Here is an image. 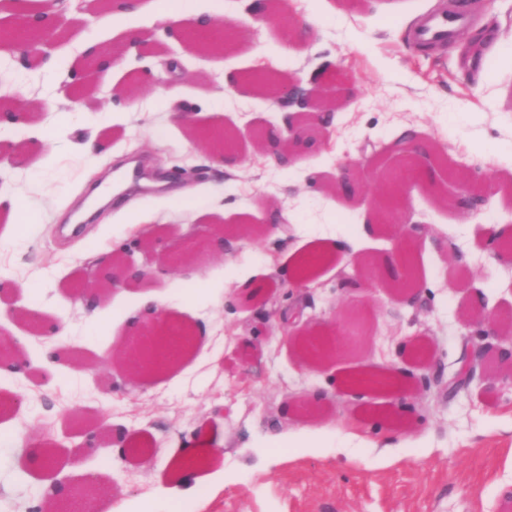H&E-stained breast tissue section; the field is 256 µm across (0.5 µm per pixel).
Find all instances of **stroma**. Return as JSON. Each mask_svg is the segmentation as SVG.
<instances>
[{"instance_id": "obj_1", "label": "stroma", "mask_w": 512, "mask_h": 512, "mask_svg": "<svg viewBox=\"0 0 512 512\" xmlns=\"http://www.w3.org/2000/svg\"><path fill=\"white\" fill-rule=\"evenodd\" d=\"M125 16L110 0H51L64 24L54 50L57 83L87 97L37 103L49 87L0 69V99L22 102L27 119L0 136V194L23 198L41 224L0 246V337L11 339L25 372L0 376V512H32L43 482L81 491L97 483L93 512H504L512 503V379L476 358L479 318L512 309V256L487 242V227L512 223V0H472L471 26L446 46L424 50L409 33L449 0H284L283 13L255 19L248 0H190L193 13L234 27L226 52L202 55L173 35L180 19L151 0ZM315 21L312 40L286 39L285 26ZM140 32L144 51L125 49ZM121 51L119 67L94 71L86 43ZM265 66L306 79L321 73L336 122L305 128L310 145L283 168L247 139L250 126L287 137L298 114L225 82ZM168 105L152 107L153 92ZM70 114L54 140L45 130ZM226 120L243 132L235 163L218 164L193 141L192 126ZM412 130L439 152L434 180L412 183L394 223L421 225L414 274L427 293L415 304L346 281L359 258L387 259L392 242L376 229L378 160ZM138 158L159 188L121 193L83 233L59 232L113 165ZM353 163L361 186L334 183ZM480 185L488 203L462 213L449 196ZM197 191L194 209L169 188ZM138 200L147 220L128 223ZM251 227L256 239L229 255L204 253L175 272L154 269L138 285L103 293L95 308L72 282L86 262H109L158 226L179 239L190 225ZM375 231L363 234L362 225ZM339 243L308 286L294 284L297 255ZM467 257L448 262L449 247ZM154 296L173 317L192 321L195 350L177 367L133 388L102 356L127 341ZM363 313L359 325L342 308ZM22 308L46 337L11 318ZM327 326L357 343L317 369L298 365L286 334ZM473 378L451 380L462 365ZM389 368L411 382L407 399L347 387L358 370ZM57 443L54 468L26 463L30 437ZM209 461L175 469L185 448Z\"/></svg>"}]
</instances>
